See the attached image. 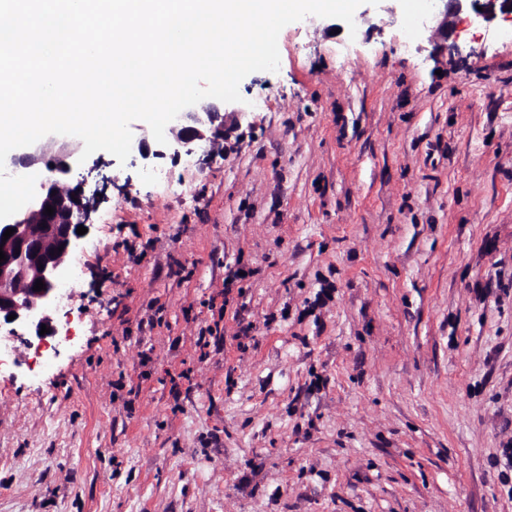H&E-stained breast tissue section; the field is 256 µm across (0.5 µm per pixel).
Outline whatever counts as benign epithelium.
<instances>
[{
  "mask_svg": "<svg viewBox=\"0 0 512 512\" xmlns=\"http://www.w3.org/2000/svg\"><path fill=\"white\" fill-rule=\"evenodd\" d=\"M431 22L434 33H448L451 18L467 9L477 24L489 23L497 15L512 17V0H434ZM224 132V113L217 107L198 110L185 108L171 122L170 134L174 143L186 147L196 142H207L210 152L219 150V137ZM50 144L29 146L13 154L5 162L12 173L24 170L43 160L49 172L36 189L35 198L15 215L0 219V250L6 261L0 263V325L19 324L40 335L41 326L51 327L48 312L56 303L59 277L65 267L69 251L80 238L77 227L89 222L90 214L98 203L101 190L86 195V179L71 186L63 178L78 167L77 151L62 149L50 155ZM55 209L53 215L45 208ZM15 229L9 239L3 233ZM45 289L33 290L37 280ZM14 314L16 318L8 320Z\"/></svg>",
  "mask_w": 512,
  "mask_h": 512,
  "instance_id": "obj_1",
  "label": "benign epithelium"
}]
</instances>
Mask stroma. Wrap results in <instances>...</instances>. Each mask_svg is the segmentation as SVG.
Instances as JSON below:
<instances>
[{"mask_svg":"<svg viewBox=\"0 0 512 512\" xmlns=\"http://www.w3.org/2000/svg\"><path fill=\"white\" fill-rule=\"evenodd\" d=\"M408 8L285 26L221 152L88 157L70 339L0 366V512H512V22L451 55Z\"/></svg>","mask_w":512,"mask_h":512,"instance_id":"stroma-1","label":"stroma"}]
</instances>
